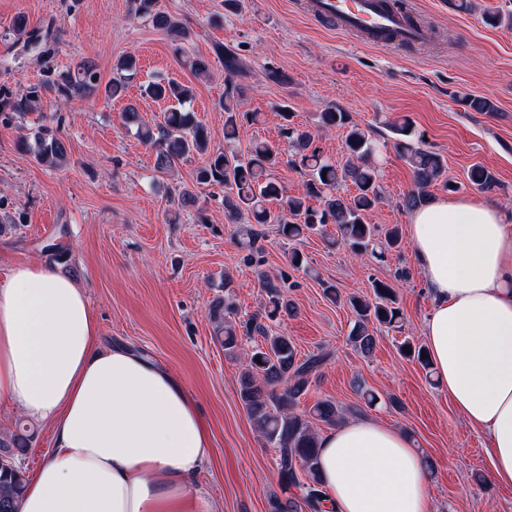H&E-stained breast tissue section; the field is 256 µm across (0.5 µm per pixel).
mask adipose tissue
Segmentation results:
<instances>
[{"label": "adipose tissue", "mask_w": 512, "mask_h": 512, "mask_svg": "<svg viewBox=\"0 0 512 512\" xmlns=\"http://www.w3.org/2000/svg\"><path fill=\"white\" fill-rule=\"evenodd\" d=\"M433 297L422 333L440 385L487 441L491 477L512 486V225L466 198L409 216ZM73 280L41 263L0 286V400L50 426L54 448L19 512H208L194 481L213 454L194 398L170 370L126 347L97 346ZM319 476L333 512H432L409 438L362 418L320 435Z\"/></svg>", "instance_id": "1"}]
</instances>
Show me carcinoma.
I'll list each match as a JSON object with an SVG mask.
<instances>
[{
  "mask_svg": "<svg viewBox=\"0 0 512 512\" xmlns=\"http://www.w3.org/2000/svg\"><path fill=\"white\" fill-rule=\"evenodd\" d=\"M138 10L152 17L155 26L162 31L175 47L187 40L189 32L180 21L163 12L154 11L155 0H137ZM225 76L224 140L232 141L239 126L255 123L257 112H242L238 108L240 84L235 81L242 72V63L236 54L227 52L223 58ZM136 59L120 58L114 65L116 77L104 88L105 98L119 95L125 88V80L135 74ZM93 66L86 62L77 64L72 74L52 84L51 91L58 100L68 102L84 91L95 87ZM144 94L154 100L171 102L163 122L154 125L145 121L139 109L129 104L120 114L123 125L136 128L140 141L155 153V169L164 174L187 160L191 155L205 153L208 149L206 128L182 106L193 96L192 87L175 79L150 82ZM280 117L283 125L281 137L293 148V167L309 175L304 182V192L286 195L284 186L270 176V171L280 160L278 147L267 141H256L240 157L230 147L214 153L208 162L198 169L196 183L224 187V209L229 218L238 222L247 217L252 224H276L282 238L296 242L323 227L336 226L334 245L343 247L357 258L370 256L381 260L384 254L401 248L399 226L386 230L384 240L377 238V228L367 217L381 200L379 171L373 157L376 145L370 135L353 121L350 113L339 107H331L320 114L324 127L346 129L345 147L348 160L342 166L324 157L316 144L315 134L293 123V115L282 106ZM395 135L394 146L410 166L414 188L404 195L402 207L412 211L428 199V188L437 182L452 191L454 187L444 178L447 163L444 157L425 147L424 134L418 132L413 122L403 117L387 123ZM35 160L43 165L60 169L64 166L67 150L61 131L43 126L33 135ZM469 182L479 191L490 193L497 186V178L486 167L475 164L468 173ZM351 182L356 193L345 198L338 188ZM316 200L318 205L310 204ZM279 201L285 210L274 212L268 204ZM288 273L280 272L274 280L266 273L259 274L260 288L266 296L263 311L245 321L230 318L234 313L226 302H216L210 318L214 325L216 341L228 354L236 352L242 338L259 336L261 343L248 353L247 365L239 378V398L248 418L262 438L277 449L276 465L284 489L295 488L298 493L283 499L276 497L270 503V512H327V499L323 498V486L317 468L318 434L313 421L334 426L343 412L330 400L316 402L309 410L299 411L300 397L307 391L311 378L327 359L324 353L298 356L293 341L282 334L269 332L266 322L279 318L280 313L291 314L293 305L285 298ZM374 298L369 301L350 296L346 303L355 315V325L348 341L352 348L368 355L376 345L377 336L371 329H400L404 314L399 306L398 294L389 283L375 281L372 284ZM403 348L411 350L409 357L417 360L423 369L431 368L425 346L407 340ZM34 428L19 421L15 429L0 435V451L21 453L31 447ZM26 487V475L15 468H0V512H18V504Z\"/></svg>",
  "mask_w": 512,
  "mask_h": 512,
  "instance_id": "obj_1",
  "label": "carcinoma"
}]
</instances>
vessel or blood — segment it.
<instances>
[{
    "instance_id": "1",
    "label": "vessel or blood",
    "mask_w": 512,
    "mask_h": 512,
    "mask_svg": "<svg viewBox=\"0 0 512 512\" xmlns=\"http://www.w3.org/2000/svg\"><path fill=\"white\" fill-rule=\"evenodd\" d=\"M309 11L318 17L336 21L350 32H395L400 39L417 42L422 30L410 25L405 14L387 9L382 0H308Z\"/></svg>"
}]
</instances>
